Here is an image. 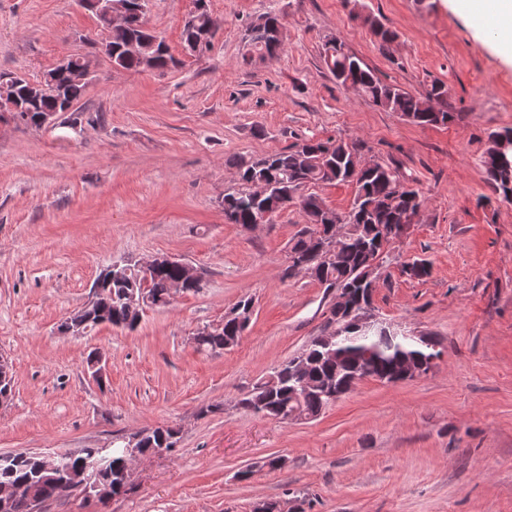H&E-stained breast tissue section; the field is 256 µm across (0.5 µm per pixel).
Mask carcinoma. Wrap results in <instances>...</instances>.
Segmentation results:
<instances>
[{"instance_id":"obj_1","label":"carcinoma","mask_w":512,"mask_h":512,"mask_svg":"<svg viewBox=\"0 0 512 512\" xmlns=\"http://www.w3.org/2000/svg\"><path fill=\"white\" fill-rule=\"evenodd\" d=\"M208 6L185 22L182 30L184 45H189L208 26ZM263 23L251 28L250 46L262 57L279 54L283 44L273 36L281 25V16L267 12L261 16ZM137 40L145 47L146 54L154 62V70L164 71L174 65V58L164 40L144 23L108 27V38L104 54L113 64L126 70L141 69V59L126 55L129 42ZM323 62L342 86L352 90L374 105L397 112L405 119L421 125H445L457 118V113L448 111L446 90L432 84L427 96L437 100L438 109L430 112L424 108L425 98L406 92L396 85L382 81L375 71L341 40L325 44ZM17 89L12 104L0 103V112L17 115L25 123L38 127L46 112L66 111L65 104L76 102L84 94L85 86L74 85L63 72L53 75L55 88L44 91L39 82L14 76ZM365 147L362 142H346L342 139L326 141L306 140L292 148L262 158L245 160L236 158L232 165L238 171V186L224 194V217L232 224L247 226L254 223L258 210L269 206L282 192L296 193L298 204L306 226L291 240L287 258L302 255L312 262V278L326 288L336 290L349 288L355 302H363L362 310L373 317V299L362 294L363 287L356 279L368 257L383 256L391 245L382 238V229L400 223L410 201L423 202L420 192L409 186V179L392 165L377 162L367 170L352 167V150ZM486 183L493 194L504 192L506 184L512 183V129L490 135V146L484 160ZM263 181L271 187V194L256 201L251 198V184ZM347 182L355 187L349 212L341 215L326 211L323 201L305 189L319 184ZM352 224L355 236L336 251L335 260L327 265L317 262L314 251L331 238L333 226ZM401 272L411 279L421 280L431 274L429 262L412 259L402 264ZM184 282V290L196 292L195 283L185 279L184 268L177 264L161 263L146 273L132 262L112 269V279L104 280L96 294L92 310H77L70 320L88 317L90 326L110 324L129 330L140 322L145 307L132 302V297L146 295L149 307L160 308L169 304L173 285ZM253 314V300L243 298L224 315L219 327L201 331L197 347L201 351L220 353L239 343ZM343 332L333 345H328L326 334L314 337L300 352L309 363L303 382H298L292 373L290 362L275 367L269 377L255 384L241 404L254 411L284 422L289 421L293 410L301 408L315 419L322 411L336 402V392L355 378L364 374L385 383L402 380L406 361L427 364L441 351L428 345L395 334L388 323H383L370 333L358 328V324L341 317L337 319ZM140 450L150 452L166 446L175 448L178 432L171 426H157L140 430ZM122 457L116 456L101 474V480L112 484V495L126 492L120 479ZM11 483L30 491L43 503L68 496L74 489L62 483L61 478L42 470L40 458L33 454L20 455L5 467H0V484Z\"/></svg>"}]
</instances>
